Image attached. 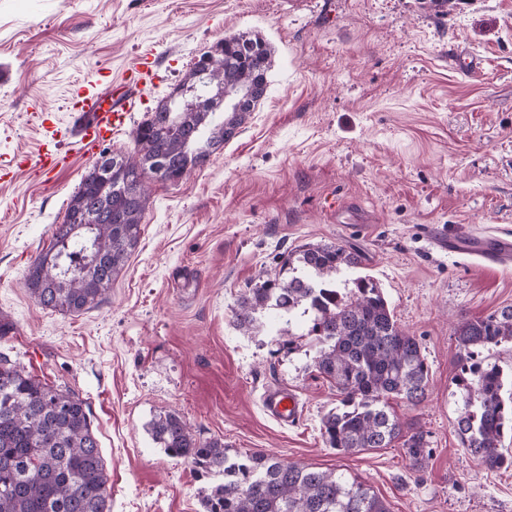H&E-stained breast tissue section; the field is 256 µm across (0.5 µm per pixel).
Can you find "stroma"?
Listing matches in <instances>:
<instances>
[{
    "instance_id": "1",
    "label": "stroma",
    "mask_w": 512,
    "mask_h": 512,
    "mask_svg": "<svg viewBox=\"0 0 512 512\" xmlns=\"http://www.w3.org/2000/svg\"><path fill=\"white\" fill-rule=\"evenodd\" d=\"M271 48L268 89L222 151L177 184L155 181L136 249L98 307L40 306L27 270L62 223L99 153L131 133L224 38ZM153 54L158 78L121 129L84 153L70 133L73 89ZM465 53L476 68L455 65ZM66 163L42 170L41 149ZM0 353L79 394L104 458L112 512H203L211 485L154 443L149 424L178 414L204 440L335 469L389 512H512V469L491 471L456 431L454 327L512 306V266L484 269L428 235L512 230V0H0ZM339 243L365 256L398 325L416 336L431 391L395 413L430 454L401 443L342 455L321 436L336 389L277 323H233L246 289L285 252ZM302 407L283 426L267 388ZM262 407L267 416L285 425H292L301 416L296 394L285 388L267 390L262 400Z\"/></svg>"
}]
</instances>
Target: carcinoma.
<instances>
[{
    "instance_id": "obj_1",
    "label": "carcinoma",
    "mask_w": 512,
    "mask_h": 512,
    "mask_svg": "<svg viewBox=\"0 0 512 512\" xmlns=\"http://www.w3.org/2000/svg\"><path fill=\"white\" fill-rule=\"evenodd\" d=\"M270 49L259 37L234 35L199 59L132 132L133 152L114 154L102 176H82L48 249L29 266L25 285L45 308L80 313L99 305L140 237L149 181L177 183L220 151L249 120L268 88ZM360 253L340 244H305L280 271L243 293L233 323L252 333L257 315L287 317L282 345L297 347L293 324H308L316 371L336 386L338 405L322 420L325 444L343 454L400 440L417 466L425 434L404 433L390 401L427 398L429 367L418 339L400 329L382 288L369 276L340 284ZM463 392L456 420L461 444L490 470L512 467L501 447L512 433V394L495 365L470 364L475 352L512 342V306L456 328ZM154 440L168 455L214 477L205 512H388L364 484L335 470L288 463L265 453L229 454L219 440L197 437L175 413L156 419ZM108 474L87 405L25 373L0 354V512H111Z\"/></svg>"
}]
</instances>
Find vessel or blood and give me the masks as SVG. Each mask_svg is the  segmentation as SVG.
<instances>
[{
  "mask_svg": "<svg viewBox=\"0 0 512 512\" xmlns=\"http://www.w3.org/2000/svg\"><path fill=\"white\" fill-rule=\"evenodd\" d=\"M154 80L152 58L144 53L126 67L122 79L123 89L117 92L111 105H104L96 83L82 86L72 126L77 129L86 151H93L98 139L110 135L123 124L126 113L136 109L137 103L130 92L131 86H145ZM436 245L441 250L475 258L486 268L512 261V234L508 232L497 235L444 237L437 239ZM262 407L267 416L285 425L294 423L301 416L296 394L285 388L267 390Z\"/></svg>",
  "mask_w": 512,
  "mask_h": 512,
  "instance_id": "obj_1",
  "label": "vessel or blood"
}]
</instances>
